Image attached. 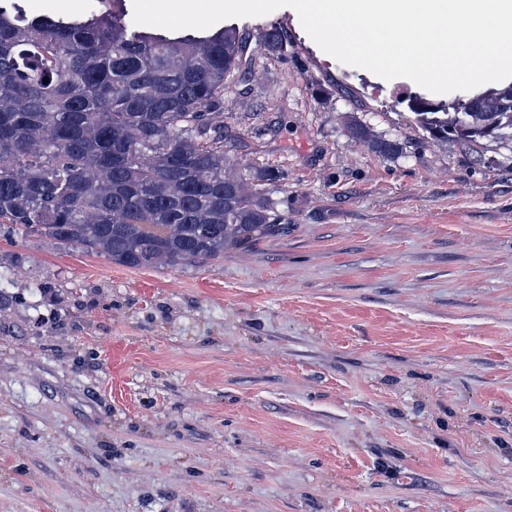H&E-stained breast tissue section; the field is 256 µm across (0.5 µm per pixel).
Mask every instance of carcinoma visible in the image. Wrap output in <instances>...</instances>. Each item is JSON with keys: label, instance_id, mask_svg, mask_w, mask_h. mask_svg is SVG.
<instances>
[{"label": "carcinoma", "instance_id": "1", "mask_svg": "<svg viewBox=\"0 0 512 512\" xmlns=\"http://www.w3.org/2000/svg\"><path fill=\"white\" fill-rule=\"evenodd\" d=\"M110 2L31 18L0 4V224L130 268L191 265L288 233L269 189L280 172L226 152L225 102L245 110L265 93L250 37L233 25L161 32ZM287 47L279 29L264 34L267 57ZM409 108L426 138L477 164L491 144L512 145V83ZM342 120L371 151L402 152L352 113Z\"/></svg>", "mask_w": 512, "mask_h": 512}]
</instances>
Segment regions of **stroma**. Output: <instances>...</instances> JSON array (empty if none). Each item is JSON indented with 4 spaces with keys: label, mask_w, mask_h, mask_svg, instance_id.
<instances>
[{
    "label": "stroma",
    "mask_w": 512,
    "mask_h": 512,
    "mask_svg": "<svg viewBox=\"0 0 512 512\" xmlns=\"http://www.w3.org/2000/svg\"><path fill=\"white\" fill-rule=\"evenodd\" d=\"M235 24L288 40L224 119L290 229L134 269L0 225V512H512V151L427 140L436 94L291 8ZM342 120L348 125L352 136L365 144L371 151L382 156L402 152V148L396 141L382 138L369 125L356 121L351 112L343 113Z\"/></svg>",
    "instance_id": "35a3bbf8"
}]
</instances>
